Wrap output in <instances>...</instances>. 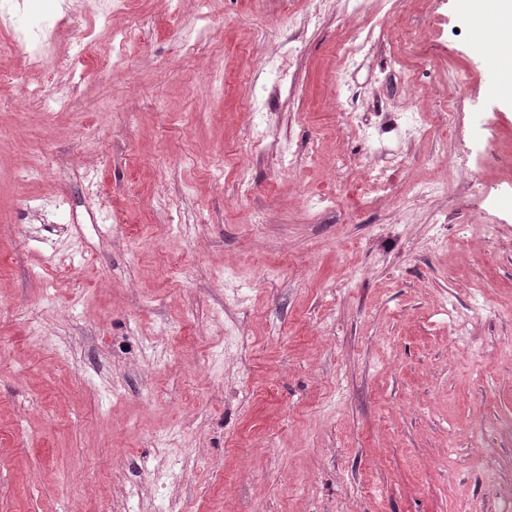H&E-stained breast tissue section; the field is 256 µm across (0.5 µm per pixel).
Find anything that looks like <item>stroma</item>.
Here are the masks:
<instances>
[{
    "label": "stroma",
    "mask_w": 512,
    "mask_h": 512,
    "mask_svg": "<svg viewBox=\"0 0 512 512\" xmlns=\"http://www.w3.org/2000/svg\"><path fill=\"white\" fill-rule=\"evenodd\" d=\"M72 10L0 55V512H512V95L465 0ZM55 31L49 30H36L27 35H19L15 36L8 40L0 41V55L2 51L8 50L13 52H20L25 55L30 56V44L33 42H37L39 44V49L36 51H47L55 40Z\"/></svg>",
    "instance_id": "obj_1"
}]
</instances>
